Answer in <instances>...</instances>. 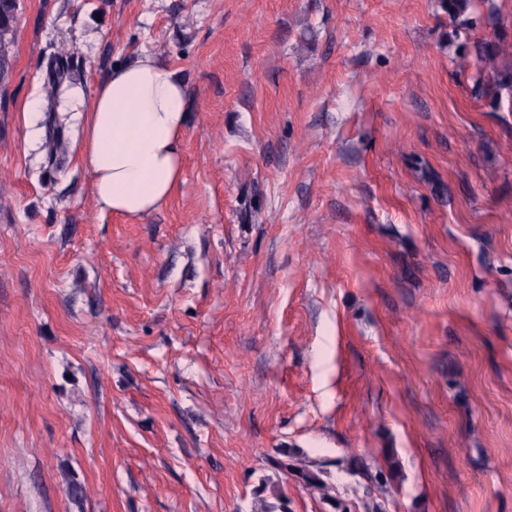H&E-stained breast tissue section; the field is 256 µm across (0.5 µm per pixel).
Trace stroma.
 Returning <instances> with one entry per match:
<instances>
[{
  "label": "stroma",
  "instance_id": "stroma-1",
  "mask_svg": "<svg viewBox=\"0 0 512 512\" xmlns=\"http://www.w3.org/2000/svg\"><path fill=\"white\" fill-rule=\"evenodd\" d=\"M495 2L464 29L441 0H19L0 512H512V112L471 81L512 38ZM143 51L188 87L183 179L104 215L80 102ZM65 52L51 168L22 109Z\"/></svg>",
  "mask_w": 512,
  "mask_h": 512
}]
</instances>
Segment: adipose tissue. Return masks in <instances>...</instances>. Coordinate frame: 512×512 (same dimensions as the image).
<instances>
[{"label": "adipose tissue", "instance_id": "1", "mask_svg": "<svg viewBox=\"0 0 512 512\" xmlns=\"http://www.w3.org/2000/svg\"><path fill=\"white\" fill-rule=\"evenodd\" d=\"M187 87L149 52L113 68L79 113V154L100 211L138 218L160 209L182 179Z\"/></svg>", "mask_w": 512, "mask_h": 512}]
</instances>
